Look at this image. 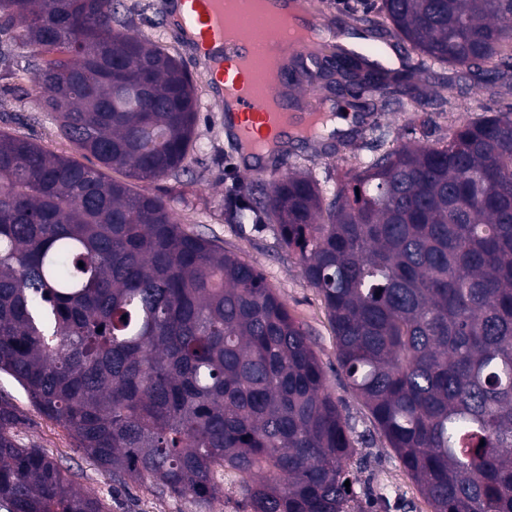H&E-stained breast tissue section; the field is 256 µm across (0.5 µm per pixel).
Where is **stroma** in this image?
I'll return each mask as SVG.
<instances>
[{
	"mask_svg": "<svg viewBox=\"0 0 512 512\" xmlns=\"http://www.w3.org/2000/svg\"><path fill=\"white\" fill-rule=\"evenodd\" d=\"M130 9L132 34L159 39L178 48L188 70L198 85V119L196 149L187 160V173L180 179L165 178L138 182L134 188L162 198L187 227L212 238L226 251L256 266L266 283L286 302L289 312L307 328L314 341V350L324 368L329 392L344 415L356 423L358 430L370 428L369 414L348 386L336 356V340L321 296L302 274L295 256L282 249L276 225L256 227L250 224H227L222 219L224 187L233 181L252 182L253 176L243 167L236 143L224 133V114L212 98L203 70L190 48L172 28L162 8L163 0H125ZM306 11L316 14L323 26L324 44L320 55L335 59L340 41L358 38L370 43L369 23L377 19L372 0H304ZM417 73L420 92L434 94L441 85L449 84L454 93L446 111L432 108L408 112H371L361 114L349 96H339L337 115L345 119L347 128L338 130L337 149L316 155L304 144L294 143L285 160L275 169L283 173L301 171L316 181L324 194H334L347 173L358 170L368 160V146L375 140L387 145L403 143L436 145L463 122L482 113L512 104V94L490 99L482 85L470 80L465 71L441 64L423 62L418 53H410ZM0 130L25 137L58 155L84 165H94L92 156L80 152L64 138L55 113L44 111L35 92L19 93L0 80ZM192 206H185V199ZM0 394L8 397L20 417L15 432L27 445L42 448L75 475V486L100 497L107 512H236L238 495L234 478L225 475L223 483L230 495L226 501L212 506L196 504L191 497H159L145 487L123 488L110 475L94 466L75 447L68 433L56 422L40 414L27 395L10 376L0 373ZM364 458L361 471L356 472L354 490L358 500L386 493L387 504L375 505L372 512H431L410 475L403 468L392 448L382 436H375L372 447L359 451Z\"/></svg>",
	"mask_w": 512,
	"mask_h": 512,
	"instance_id": "1",
	"label": "stroma"
}]
</instances>
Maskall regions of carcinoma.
Listing matches in <instances>:
<instances>
[{
    "mask_svg": "<svg viewBox=\"0 0 512 512\" xmlns=\"http://www.w3.org/2000/svg\"><path fill=\"white\" fill-rule=\"evenodd\" d=\"M124 0H0V35L87 167L0 132V373L121 485L199 503L231 473L248 512H367L346 490L357 431L309 333L251 263L158 197L107 178H179L196 86L171 48L126 33ZM426 60H512V0H379ZM362 53L308 81L394 71ZM331 198L296 174L237 184L230 224H275L328 312L339 366L432 512H512V105L436 145L373 147ZM0 396V512H104L69 470L16 439Z\"/></svg>",
    "mask_w": 512,
    "mask_h": 512,
    "instance_id": "obj_1",
    "label": "carcinoma"
}]
</instances>
